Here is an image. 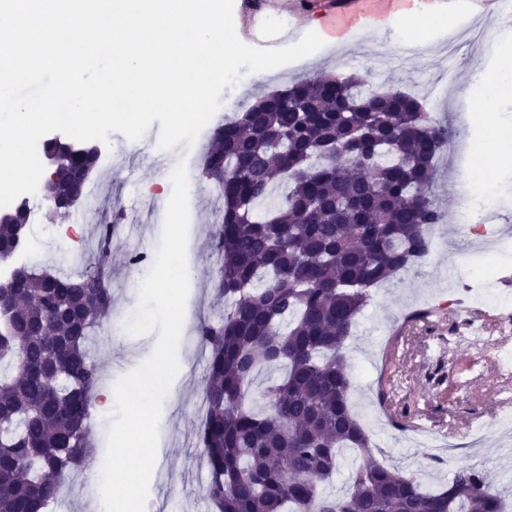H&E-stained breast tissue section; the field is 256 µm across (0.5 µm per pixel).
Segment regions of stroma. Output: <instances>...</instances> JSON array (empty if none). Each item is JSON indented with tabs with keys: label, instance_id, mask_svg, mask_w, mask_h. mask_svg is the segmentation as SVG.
Instances as JSON below:
<instances>
[{
	"label": "stroma",
	"instance_id": "stroma-1",
	"mask_svg": "<svg viewBox=\"0 0 512 512\" xmlns=\"http://www.w3.org/2000/svg\"><path fill=\"white\" fill-rule=\"evenodd\" d=\"M422 0H356L348 19L350 42L342 48L323 46L310 60L274 70L266 79L247 83L239 79L228 87L231 102L223 103L210 125L193 144H179L160 152L159 123H152L136 141L110 133V145L90 176L92 185L102 186L107 214L119 215L121 227L112 239V340L98 350L97 360L104 384L124 399L126 386L140 367L152 359L156 345L187 364L184 374L172 377L167 392L158 399L152 445L154 467L163 482L146 481L139 489L145 512H212L203 495L208 470L202 464L203 450L196 437L201 415L197 402L206 377L208 353L197 342L199 319L216 318L219 304L213 291L218 275L216 257L210 248L215 221V196L203 176L208 141L216 125L237 108L249 106L259 97L287 89L294 80L318 71L342 76L362 75L376 84L411 93L425 111L449 122L455 113H478L476 97L455 96L460 77L469 71L492 72L501 55L512 53V14L497 15L496 26L487 17L494 13L491 0H454L456 7L447 28L427 32L421 45L405 44L385 24L400 10L414 9ZM495 14V13H494ZM376 24L377 37L369 39L363 27ZM166 154V166L155 158ZM190 174L192 184L174 183L166 198L151 205L145 186L166 177L170 169ZM462 169L459 159L443 155L433 192L441 211V222L433 231L444 234L457 213V194L451 185ZM179 212L183 254L191 270L179 291L189 310L183 333H173L160 315H149L142 306L140 276L128 263L132 249L160 254L168 244L170 215ZM458 250L429 257L420 267L400 273L389 284L372 289L371 301L357 319L344 355L349 366L364 362L363 378L354 379L350 406L357 418L375 411L390 418L392 411L423 409L427 429L437 440L448 443L451 459L439 464L414 448L409 429H390L387 438L372 436L371 447L385 466L421 475L422 487L439 490L457 466L482 471L506 506H512V458L501 452L504 440L499 429L501 414L512 409V389L501 386L497 367L484 340L493 345L512 343V324H496L487 310H471V322L456 323L451 307L438 304V295L448 294L462 277L483 275L496 267L512 269V255L491 254L482 240L461 233ZM28 263L59 269L80 270L86 254L82 245L57 250L49 238L26 244ZM404 336L396 369H389L386 350L395 336Z\"/></svg>",
	"mask_w": 512,
	"mask_h": 512
}]
</instances>
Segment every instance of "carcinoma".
<instances>
[{
  "label": "carcinoma",
  "mask_w": 512,
  "mask_h": 512,
  "mask_svg": "<svg viewBox=\"0 0 512 512\" xmlns=\"http://www.w3.org/2000/svg\"><path fill=\"white\" fill-rule=\"evenodd\" d=\"M237 112L211 137L206 178L221 190L211 236L224 299L201 320L210 353L197 434L215 512H504L484 474L454 470L427 493L384 466L353 414L342 354L370 289L430 253L441 214L437 158L454 129L411 94L357 76L314 74ZM101 220L77 274L29 266L0 291V512H48L59 478L92 457L102 375L89 348L112 317V237ZM0 222V268L16 263ZM283 371L247 402L265 370ZM359 461L341 496L324 492L340 450Z\"/></svg>",
  "instance_id": "carcinoma-1"
}]
</instances>
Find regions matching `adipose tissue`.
<instances>
[{"instance_id":"ef3b65f1","label":"adipose tissue","mask_w":512,"mask_h":512,"mask_svg":"<svg viewBox=\"0 0 512 512\" xmlns=\"http://www.w3.org/2000/svg\"><path fill=\"white\" fill-rule=\"evenodd\" d=\"M185 268L170 267L168 257H161L154 276L146 280L143 294L155 313L172 324H186L189 313L175 285L188 276ZM183 360L166 353H156L145 364L137 379L141 391L126 406L127 417L112 432L113 465L103 468L90 461L85 479L92 491L91 512H140L139 483L150 477L153 460L151 438L144 429L152 415L156 397L163 391L168 377L183 373Z\"/></svg>"}]
</instances>
